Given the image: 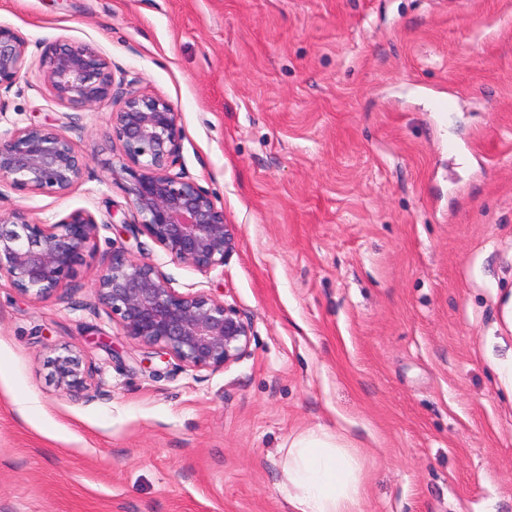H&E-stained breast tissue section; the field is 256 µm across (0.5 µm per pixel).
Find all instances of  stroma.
I'll list each match as a JSON object with an SVG mask.
<instances>
[{
	"label": "stroma",
	"instance_id": "obj_1",
	"mask_svg": "<svg viewBox=\"0 0 512 512\" xmlns=\"http://www.w3.org/2000/svg\"><path fill=\"white\" fill-rule=\"evenodd\" d=\"M28 53L91 42L167 98L180 166L235 250L209 275L122 225L111 102L59 103L37 70L0 93V133L69 128L68 194L0 208L99 224L66 289L0 278V512H293L292 442L323 430L361 463L364 512H512V0H0ZM252 325L196 371L96 309L117 246ZM69 347L98 394L47 363Z\"/></svg>",
	"mask_w": 512,
	"mask_h": 512
}]
</instances>
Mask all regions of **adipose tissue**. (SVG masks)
Listing matches in <instances>:
<instances>
[{"label": "adipose tissue", "mask_w": 512, "mask_h": 512, "mask_svg": "<svg viewBox=\"0 0 512 512\" xmlns=\"http://www.w3.org/2000/svg\"><path fill=\"white\" fill-rule=\"evenodd\" d=\"M359 472L356 454L330 433L302 437L288 449L284 465L289 501L295 512H364Z\"/></svg>", "instance_id": "1"}]
</instances>
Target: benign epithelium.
<instances>
[{
    "mask_svg": "<svg viewBox=\"0 0 512 512\" xmlns=\"http://www.w3.org/2000/svg\"><path fill=\"white\" fill-rule=\"evenodd\" d=\"M33 66L55 98L71 107L119 99L111 127L121 149L110 169L128 202L122 224L204 276L224 266L236 246L234 225L204 187L177 169L183 131L174 104L141 92L135 78L114 93L110 65L93 43L47 41L33 60L25 37L0 25V90L11 89ZM87 167L88 159L62 128L31 123L0 135V186L62 195L83 180ZM97 226L84 209L53 224L21 209L0 211V275L34 303L53 296L92 252ZM93 288L97 304L125 335L184 367L217 371L248 353L251 325L234 306L205 292L176 291L155 264L122 246L112 248ZM52 365L59 390L74 399L88 396L92 374L79 356L68 351Z\"/></svg>",
    "mask_w": 512,
    "mask_h": 512,
    "instance_id": "obj_1",
    "label": "benign epithelium"
}]
</instances>
